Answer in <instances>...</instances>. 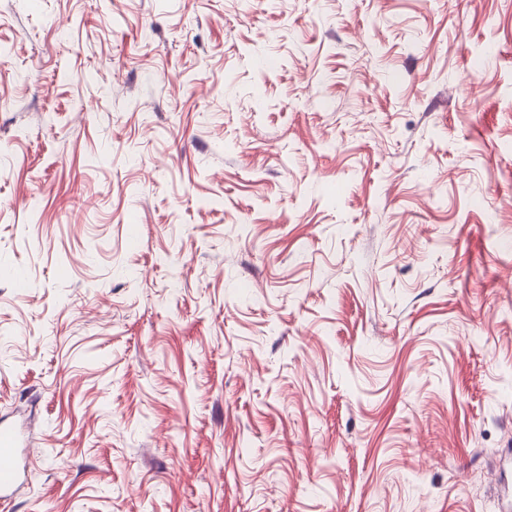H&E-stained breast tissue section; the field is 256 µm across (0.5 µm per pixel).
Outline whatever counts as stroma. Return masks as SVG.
<instances>
[{"label":"stroma","instance_id":"35a3bbf8","mask_svg":"<svg viewBox=\"0 0 512 512\" xmlns=\"http://www.w3.org/2000/svg\"><path fill=\"white\" fill-rule=\"evenodd\" d=\"M1 421L0 512H496L512 0H0ZM20 438L16 430L0 427V498L9 497L19 484L21 470L18 460Z\"/></svg>","mask_w":512,"mask_h":512}]
</instances>
